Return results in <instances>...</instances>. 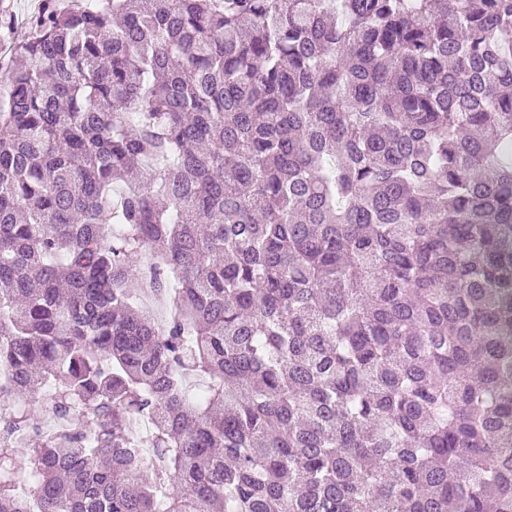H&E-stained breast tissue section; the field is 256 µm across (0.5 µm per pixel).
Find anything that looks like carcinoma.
Returning a JSON list of instances; mask_svg holds the SVG:
<instances>
[{
	"instance_id": "1",
	"label": "carcinoma",
	"mask_w": 512,
	"mask_h": 512,
	"mask_svg": "<svg viewBox=\"0 0 512 512\" xmlns=\"http://www.w3.org/2000/svg\"><path fill=\"white\" fill-rule=\"evenodd\" d=\"M14 59L0 512H512V0H43Z\"/></svg>"
}]
</instances>
